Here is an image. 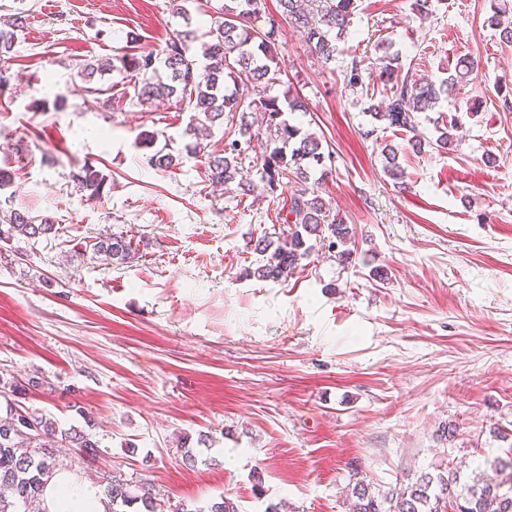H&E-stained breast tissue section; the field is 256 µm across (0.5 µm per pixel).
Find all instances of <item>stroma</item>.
Returning a JSON list of instances; mask_svg holds the SVG:
<instances>
[{"mask_svg":"<svg viewBox=\"0 0 512 512\" xmlns=\"http://www.w3.org/2000/svg\"><path fill=\"white\" fill-rule=\"evenodd\" d=\"M414 3L357 0L327 64L282 23L270 93L305 103L290 121L333 158L322 195L353 254L343 264L314 246L272 282L246 275L253 240L288 232L259 152L242 155L254 192L213 188L183 151L188 103L139 105L135 76L118 71L94 78L110 101L80 91L86 63L159 50L183 24L171 0H0L1 17H27L0 58V167L13 175L0 216L23 209L57 227L0 242V372H40L50 385L26 406L99 440L91 462L62 449L60 468L150 483L167 508L224 494L240 512H349L356 481L383 494L445 464L466 480L512 454V44L489 22L493 0H433L426 18ZM383 41L415 80L463 57L479 69L415 130L388 128L366 113ZM451 115L454 148H433ZM143 131L181 164L152 169L135 146ZM387 144L405 188L384 172ZM87 161L106 176L102 198L74 189ZM112 234L130 240L128 263L94 253Z\"/></svg>","mask_w":512,"mask_h":512,"instance_id":"stroma-1","label":"stroma"}]
</instances>
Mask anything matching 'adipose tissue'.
Wrapping results in <instances>:
<instances>
[{"label": "adipose tissue", "instance_id": "1", "mask_svg": "<svg viewBox=\"0 0 512 512\" xmlns=\"http://www.w3.org/2000/svg\"><path fill=\"white\" fill-rule=\"evenodd\" d=\"M47 512H105L104 497L98 485L61 469L44 489Z\"/></svg>", "mask_w": 512, "mask_h": 512}]
</instances>
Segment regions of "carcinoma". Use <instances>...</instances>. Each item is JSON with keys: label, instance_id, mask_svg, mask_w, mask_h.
Listing matches in <instances>:
<instances>
[{"label": "carcinoma", "instance_id": "1", "mask_svg": "<svg viewBox=\"0 0 512 512\" xmlns=\"http://www.w3.org/2000/svg\"><path fill=\"white\" fill-rule=\"evenodd\" d=\"M356 0H277L281 17L302 29L311 53L324 63L335 60L337 40L350 27ZM506 9L494 5L491 25L500 30L502 42L512 43V20L501 19ZM27 18L15 14L0 25V57L10 53L24 31ZM209 40L202 43L201 56L192 53L196 41L195 30L186 28L172 33L161 49L167 58L163 63L166 76H161L153 64L154 54L124 56L119 64L112 59L98 60L86 67L85 85L80 91L88 95H107L112 87L94 86L98 73L120 68L142 76L138 101L150 103L160 98L186 101L195 112L193 123L186 133L193 142L186 150L204 158L208 180L217 186L235 184L240 194L251 191V183L241 178L239 168L243 145L253 142L252 124L240 115V138L224 143V154L205 153L202 140L215 125L224 124V113L240 111V88L249 86L254 92L255 110L265 118L266 130L273 133L275 146L260 142L262 169L266 184L274 191L285 187L288 196L283 200L286 209L284 223L291 225L288 239L273 240L267 235L258 238L254 252L259 263L246 275L259 280H278L302 267L312 246L308 242L328 243L339 262L352 256L347 248L350 231L339 213L331 212L328 203L314 185L322 184L331 170L324 163L322 143L312 133H304L290 123L288 112H304L305 105L291 90L283 97L267 93L275 75L281 72L276 45L280 29L275 19L267 17L265 0H227L224 15L211 22ZM205 61V75L198 74V59ZM384 65L379 80L387 86L389 95L383 97L370 112L372 119L384 121L400 130L415 129V114L433 110L439 101L453 92L458 83L466 80L477 62L470 58L458 60L454 72L436 83L432 80L409 82L401 75L398 55L384 52ZM232 85H227V82ZM457 128L455 117H450L435 145L448 149L453 142L452 131ZM158 133L146 132L137 137L136 147L151 151L149 165L167 171L179 165L180 155L174 154L169 143L157 147ZM386 172L395 183L404 185L403 171L396 165L397 153L390 146L382 149ZM78 192L90 199L104 193V175L91 162H86L74 177ZM8 229H0V240H9L17 234L34 238L52 233L55 224L49 219L34 223L24 210L13 209L6 218ZM93 250L119 263L132 254L131 242L122 236H103L93 244ZM47 381L32 375L19 381L6 374L0 375V400L6 404L9 417H0V512H46L42 507L43 490L54 474L56 464L55 438L64 437L93 457L98 452V441L82 429L59 430L56 421L30 409L22 399L31 390H37ZM492 473H480L472 483H460V475L451 467L438 473L425 472L415 482L394 489L386 495L372 493L368 485L358 481L350 489L352 512H512V459L494 460L489 464ZM108 499V512H127L140 503L144 512H164L145 484L133 485L114 475L101 483Z\"/></svg>", "mask_w": 512, "mask_h": 512}]
</instances>
